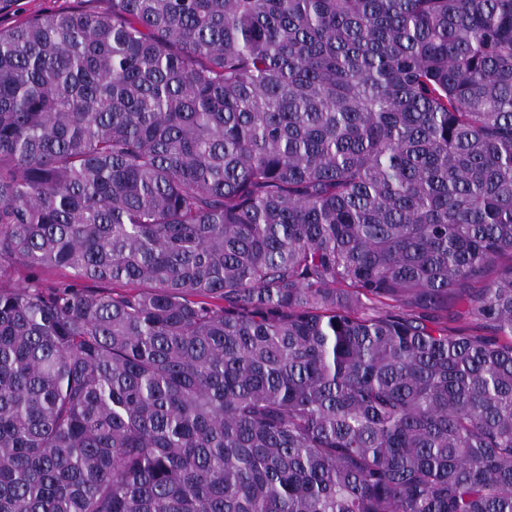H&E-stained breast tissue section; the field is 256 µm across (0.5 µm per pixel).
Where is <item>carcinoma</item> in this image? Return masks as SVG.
Listing matches in <instances>:
<instances>
[{
  "mask_svg": "<svg viewBox=\"0 0 512 512\" xmlns=\"http://www.w3.org/2000/svg\"><path fill=\"white\" fill-rule=\"evenodd\" d=\"M96 2L0 28V512H512V0Z\"/></svg>",
  "mask_w": 512,
  "mask_h": 512,
  "instance_id": "1",
  "label": "carcinoma"
}]
</instances>
